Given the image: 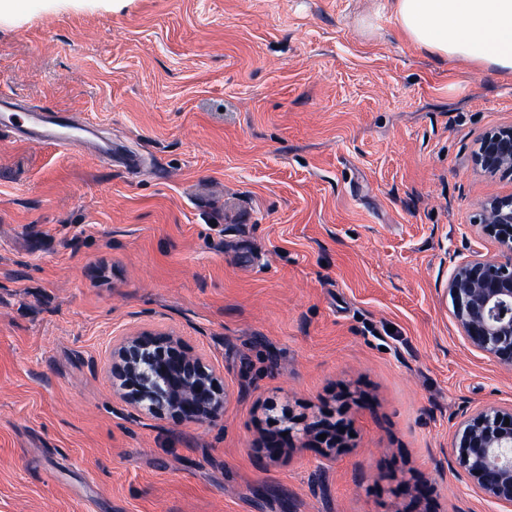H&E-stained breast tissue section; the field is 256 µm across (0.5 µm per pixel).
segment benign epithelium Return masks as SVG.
I'll return each instance as SVG.
<instances>
[{
	"instance_id": "obj_1",
	"label": "benign epithelium",
	"mask_w": 512,
	"mask_h": 512,
	"mask_svg": "<svg viewBox=\"0 0 512 512\" xmlns=\"http://www.w3.org/2000/svg\"><path fill=\"white\" fill-rule=\"evenodd\" d=\"M475 164L490 174L512 175V126L486 131ZM481 232L500 252L476 255L448 279L452 315L474 349L512 369V196L485 206ZM112 389L127 404L177 422H204L224 411L226 392L214 367L166 333L121 337L112 348ZM289 435L322 427L290 411L274 419ZM449 467L490 500L512 510V405L488 406L464 416L451 447Z\"/></svg>"
}]
</instances>
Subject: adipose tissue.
<instances>
[{
    "instance_id": "ef3b65f1",
    "label": "adipose tissue",
    "mask_w": 512,
    "mask_h": 512,
    "mask_svg": "<svg viewBox=\"0 0 512 512\" xmlns=\"http://www.w3.org/2000/svg\"><path fill=\"white\" fill-rule=\"evenodd\" d=\"M392 16L430 53L512 73V0H392Z\"/></svg>"
}]
</instances>
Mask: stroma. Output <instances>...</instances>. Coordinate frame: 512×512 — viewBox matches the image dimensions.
<instances>
[{
  "label": "stroma",
  "mask_w": 512,
  "mask_h": 512,
  "mask_svg": "<svg viewBox=\"0 0 512 512\" xmlns=\"http://www.w3.org/2000/svg\"><path fill=\"white\" fill-rule=\"evenodd\" d=\"M378 4L0 12V93L93 130L65 152L0 130V512H501L447 457L465 412L512 404V370L447 284L499 250L475 222L512 178L473 150L512 125V74L428 52ZM135 331L204 357L223 413L122 401L112 345ZM273 404L353 435L326 460Z\"/></svg>",
  "instance_id": "stroma-1"
}]
</instances>
